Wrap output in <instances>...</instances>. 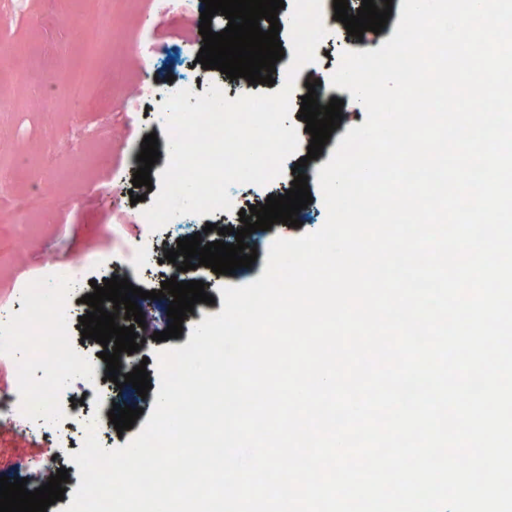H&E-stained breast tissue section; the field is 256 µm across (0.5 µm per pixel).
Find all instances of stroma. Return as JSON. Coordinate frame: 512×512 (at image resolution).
<instances>
[{
	"label": "stroma",
	"mask_w": 512,
	"mask_h": 512,
	"mask_svg": "<svg viewBox=\"0 0 512 512\" xmlns=\"http://www.w3.org/2000/svg\"><path fill=\"white\" fill-rule=\"evenodd\" d=\"M204 8L203 0H190L189 11L172 15L161 12L160 0H131L111 30L103 33L94 0H0V14L11 18L10 23L0 24V170L8 179L7 186L0 188V321L16 325L26 320L31 308L25 290L41 279L54 284L62 304L70 309L67 329L77 349L88 356L100 353L102 345L81 337L80 319L87 309L82 298L92 293L93 282L110 278L116 261H138L137 248L143 245L151 248L155 260L132 283L146 291L160 290L163 274L170 269L164 253L176 247L183 227L198 230L209 222H223V213L217 211L202 217L186 215L181 225L151 230L140 216L156 194L132 184L144 137L153 133L159 144L168 142L164 126L154 117L174 88L168 75L190 79L202 93L217 81L223 82L230 96L278 90L277 85H251L242 78L230 82L219 70L196 63L203 45L199 24ZM100 35L111 42V49L86 62L83 44ZM354 42L343 24L334 22L322 41L323 52L305 67L307 79H330V57H341ZM82 66L88 69V89L77 109L66 98L62 79L67 68ZM49 68L57 82L47 108L41 94ZM365 118V111L345 104L341 127L327 142L326 155L304 167L313 201L300 211V226L276 224L252 233L247 238L248 245L257 249L252 267L231 275L207 272L214 301L195 304L180 337L150 340L138 352L121 355L126 365L145 362L152 388L137 401L142 413L132 429L98 432L104 448L125 446L148 421L157 400L158 351L186 346L194 325L219 314L224 307L223 286L257 280L275 238L293 239L323 226L327 212L317 173L347 129L362 125ZM289 122L299 132L296 157L288 158L282 175L268 185H236L234 206L245 205L257 194L276 196L290 189L296 159L306 157L311 135L298 116H291ZM78 260L83 263L78 284L56 281L58 268ZM96 395V388L75 374L53 398L54 419L47 434L25 433L16 419L0 426V477L47 478L59 469L68 470L64 497L47 512H64L80 484L79 469L69 456L81 448Z\"/></svg>",
	"instance_id": "stroma-1"
}]
</instances>
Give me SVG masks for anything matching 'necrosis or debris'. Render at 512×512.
Returning a JSON list of instances; mask_svg holds the SVG:
<instances>
[{
  "instance_id": "necrosis-or-debris-1",
  "label": "necrosis or debris",
  "mask_w": 512,
  "mask_h": 512,
  "mask_svg": "<svg viewBox=\"0 0 512 512\" xmlns=\"http://www.w3.org/2000/svg\"><path fill=\"white\" fill-rule=\"evenodd\" d=\"M27 296L35 319L23 330L9 324L0 327V358L11 361L15 370L13 389L0 390V415L23 416L26 430L37 432L53 411L56 383L76 371L88 384L98 386L105 373L97 359L75 357L62 329L56 291L35 281Z\"/></svg>"
}]
</instances>
